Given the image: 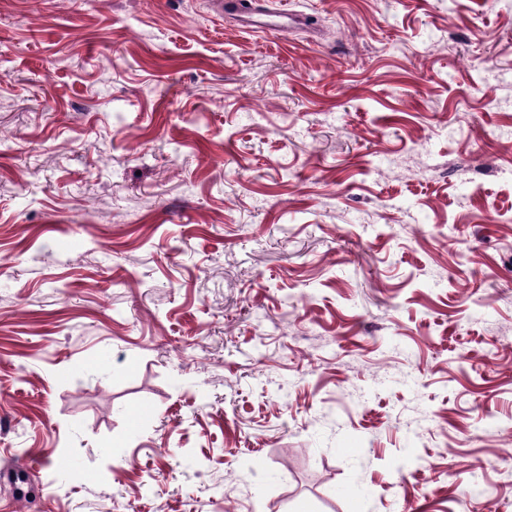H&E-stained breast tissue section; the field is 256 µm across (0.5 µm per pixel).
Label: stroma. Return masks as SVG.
Masks as SVG:
<instances>
[{
  "label": "stroma",
  "mask_w": 512,
  "mask_h": 512,
  "mask_svg": "<svg viewBox=\"0 0 512 512\" xmlns=\"http://www.w3.org/2000/svg\"><path fill=\"white\" fill-rule=\"evenodd\" d=\"M275 2L0 0V512H512V0Z\"/></svg>",
  "instance_id": "obj_1"
}]
</instances>
